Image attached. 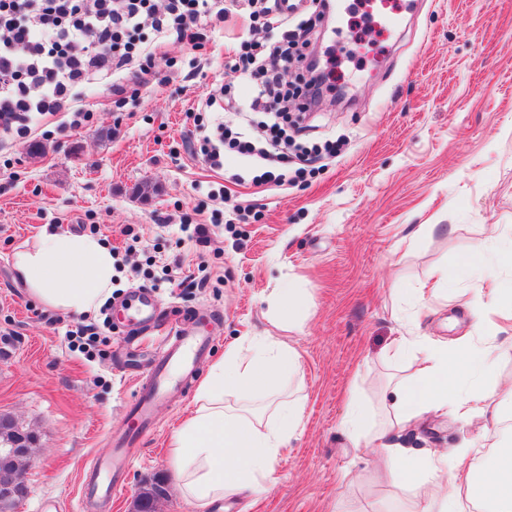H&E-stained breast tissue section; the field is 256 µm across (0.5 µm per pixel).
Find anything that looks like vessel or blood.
Instances as JSON below:
<instances>
[{"mask_svg": "<svg viewBox=\"0 0 512 512\" xmlns=\"http://www.w3.org/2000/svg\"><path fill=\"white\" fill-rule=\"evenodd\" d=\"M133 310L138 325L154 322L156 309L150 291H134L127 302ZM212 342L211 336L199 328H184L175 324L152 359L149 376L140 384L138 394L129 406V426L125 435L113 442L110 456L101 458L98 467L82 474V499H111L112 495L124 490L125 473L133 448L139 447L144 435L152 431L154 409L159 402L172 401L181 397L192 383L198 366Z\"/></svg>", "mask_w": 512, "mask_h": 512, "instance_id": "b4317fda", "label": "vessel or blood"}]
</instances>
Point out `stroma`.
<instances>
[{"instance_id":"obj_1","label":"stroma","mask_w":512,"mask_h":512,"mask_svg":"<svg viewBox=\"0 0 512 512\" xmlns=\"http://www.w3.org/2000/svg\"><path fill=\"white\" fill-rule=\"evenodd\" d=\"M396 25L363 24L358 0H341V23L316 22V48L336 63V92L306 114L304 143L336 148L292 185H257L260 170L228 152L218 167L200 151L228 98L233 120L263 141L249 111L252 79L232 52L266 29L228 13L197 49L169 39L157 83L123 102L94 80L82 90L86 127L34 117L32 134L0 148V413L38 438L16 512H80L79 476L126 427L138 383L120 365L129 326L115 302L154 288L162 306L211 322L215 341L199 375L225 348L282 336L301 357L304 418L260 494L228 492L223 512H407L425 487L380 480L374 448L353 447L341 423L352 398L376 420L394 376L422 353L395 358L398 336L453 343L472 320L456 295L469 281L460 257L474 242L512 245V0H408ZM198 61L190 73L189 58ZM214 97L217 108L201 102ZM153 186L142 196L140 184ZM92 234L116 264L112 301L84 315L33 298L15 249L42 233ZM437 268L456 272L448 292L412 296ZM301 289L307 307L290 329L270 313L276 289ZM94 324L84 353L70 333ZM483 406L486 429L429 414L390 442L424 456L470 444H512L493 413L512 400V357ZM194 406L166 404L131 465L124 491L101 512H132L142 488L163 482L158 512H197L179 489L170 443Z\"/></svg>"}]
</instances>
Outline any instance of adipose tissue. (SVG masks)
Wrapping results in <instances>:
<instances>
[{
  "label": "adipose tissue",
  "mask_w": 512,
  "mask_h": 512,
  "mask_svg": "<svg viewBox=\"0 0 512 512\" xmlns=\"http://www.w3.org/2000/svg\"><path fill=\"white\" fill-rule=\"evenodd\" d=\"M508 257L512 249L492 255L474 245L462 259L474 275L462 295L473 320L469 334L451 350L418 336L396 338V355L421 349L424 366L412 380L390 382L385 422L374 423L371 410L361 403L343 422L352 440L370 439L387 462L390 482L430 485L420 512H462L470 498L484 500L492 512H512L511 447L499 450L488 473L481 474L467 467L468 449L416 457L389 442L393 430L429 412L449 410L469 419L482 415L480 403L502 355L495 337L512 321V308L505 305L493 274ZM13 264L30 294L57 309L85 314L112 295V250L90 234H42L34 245L14 251ZM301 371L297 351L272 336L232 343L210 365L192 415L171 442L179 487L190 503L207 512L223 501L225 491L266 490L279 449L303 420V397L285 391Z\"/></svg>",
  "instance_id": "ef3b65f1"
}]
</instances>
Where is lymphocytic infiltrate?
Returning <instances> with one entry per match:
<instances>
[{"instance_id": "f902f5d3", "label": "lymphocytic infiltrate", "mask_w": 512, "mask_h": 512, "mask_svg": "<svg viewBox=\"0 0 512 512\" xmlns=\"http://www.w3.org/2000/svg\"><path fill=\"white\" fill-rule=\"evenodd\" d=\"M285 0H166L157 10L155 0H0V138L30 135L33 115H65V127L81 129L88 118L79 108L81 88L95 79H108L110 95L126 94L127 86L112 82L113 74L136 66V86H146L155 74L153 51L142 48L137 32L150 21L160 35L176 34L190 47L203 36L224 28L227 7H247L251 21L280 29L278 39L240 43L238 61L256 80L251 108L267 115L265 146L247 132L225 128L220 146L207 149L211 165H219L221 147L245 158L281 159L282 149L294 146L288 136V115L309 111L329 84L332 71L308 59L312 21L282 28ZM304 63L309 74L304 85L288 89L279 78L280 64Z\"/></svg>"}]
</instances>
